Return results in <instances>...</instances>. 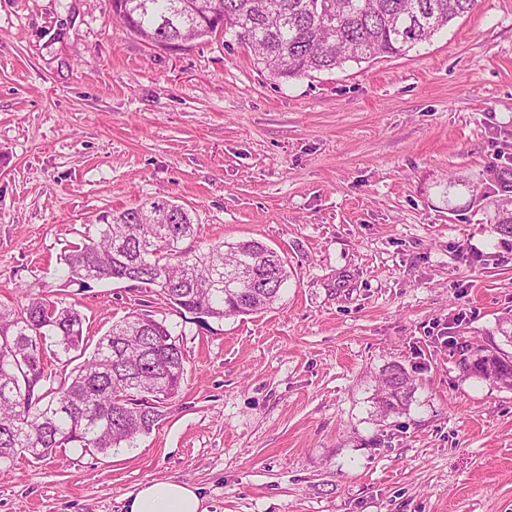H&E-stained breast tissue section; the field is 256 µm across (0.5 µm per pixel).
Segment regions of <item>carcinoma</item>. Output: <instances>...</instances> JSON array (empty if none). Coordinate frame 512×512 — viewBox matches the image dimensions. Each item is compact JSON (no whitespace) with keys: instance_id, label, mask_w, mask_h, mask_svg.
Returning a JSON list of instances; mask_svg holds the SVG:
<instances>
[{"instance_id":"carcinoma-1","label":"carcinoma","mask_w":512,"mask_h":512,"mask_svg":"<svg viewBox=\"0 0 512 512\" xmlns=\"http://www.w3.org/2000/svg\"><path fill=\"white\" fill-rule=\"evenodd\" d=\"M112 15L148 45L217 37L218 22L256 63L278 79L331 71L372 57L403 55L430 40L478 0H109ZM499 195L495 230L512 236V167L486 170ZM96 233L61 258L67 281L133 282L154 286L181 312L222 320L267 311L280 300L288 261L258 240L219 243L196 252L190 213L169 199H148L96 219ZM245 264L253 284L233 283ZM84 317L75 305L31 297L0 309V463L19 454L35 459L67 445L106 453L150 433L164 401L184 379V353L164 321L133 312L99 338L92 355L48 386L45 349L55 358L87 349ZM464 369L512 387V356L482 350ZM413 378L399 365L385 368L376 396L380 414L406 409Z\"/></svg>"}]
</instances>
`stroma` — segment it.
Masks as SVG:
<instances>
[{
  "instance_id": "35a3bbf8",
  "label": "stroma",
  "mask_w": 512,
  "mask_h": 512,
  "mask_svg": "<svg viewBox=\"0 0 512 512\" xmlns=\"http://www.w3.org/2000/svg\"><path fill=\"white\" fill-rule=\"evenodd\" d=\"M512 165V0L400 56L273 78L233 40L146 44L107 0H0V305L75 304L89 343L150 311L186 357L133 446L0 465V512H126L177 479L209 512H512V237L474 190ZM175 200L201 249L288 260L274 309L216 320L156 289L67 282L98 213ZM416 390L377 416L383 370ZM496 349L498 351L495 353H489L488 349L480 350V353L472 355L471 360L463 358L464 369L470 374L492 379L502 387L512 389V356L498 347Z\"/></svg>"
}]
</instances>
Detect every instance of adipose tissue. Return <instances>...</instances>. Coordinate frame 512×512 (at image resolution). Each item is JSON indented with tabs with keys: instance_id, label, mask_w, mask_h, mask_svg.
I'll return each mask as SVG.
<instances>
[{
	"instance_id": "adipose-tissue-1",
	"label": "adipose tissue",
	"mask_w": 512,
	"mask_h": 512,
	"mask_svg": "<svg viewBox=\"0 0 512 512\" xmlns=\"http://www.w3.org/2000/svg\"><path fill=\"white\" fill-rule=\"evenodd\" d=\"M129 512H208L192 486L173 480L153 481L130 495Z\"/></svg>"
}]
</instances>
